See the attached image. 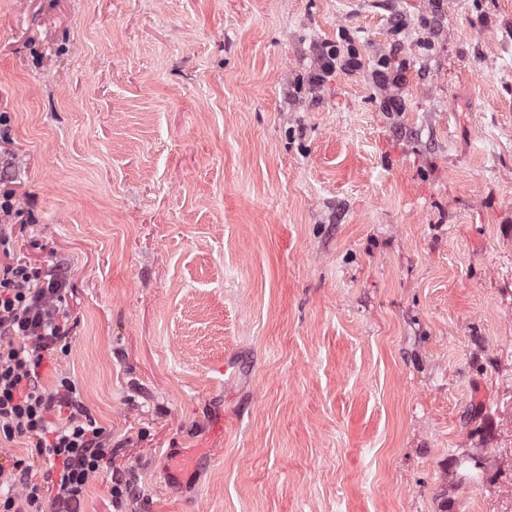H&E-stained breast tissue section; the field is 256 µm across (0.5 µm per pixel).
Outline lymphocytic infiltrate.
<instances>
[{"instance_id":"1","label":"lymphocytic infiltrate","mask_w":512,"mask_h":512,"mask_svg":"<svg viewBox=\"0 0 512 512\" xmlns=\"http://www.w3.org/2000/svg\"><path fill=\"white\" fill-rule=\"evenodd\" d=\"M20 215L14 194L0 192V442L23 437L32 450L0 466V512H76L112 446L69 378L42 383L44 360L68 348L67 282L18 253L11 221Z\"/></svg>"}]
</instances>
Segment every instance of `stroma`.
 Listing matches in <instances>:
<instances>
[{"label":"stroma","mask_w":512,"mask_h":512,"mask_svg":"<svg viewBox=\"0 0 512 512\" xmlns=\"http://www.w3.org/2000/svg\"><path fill=\"white\" fill-rule=\"evenodd\" d=\"M2 112L80 512H512V0H0ZM318 67L321 74H317L313 81L320 83L323 78L331 76L337 68L341 70H355L360 67L359 55L354 48H348L346 54H341L338 45H325L318 58Z\"/></svg>","instance_id":"1"}]
</instances>
